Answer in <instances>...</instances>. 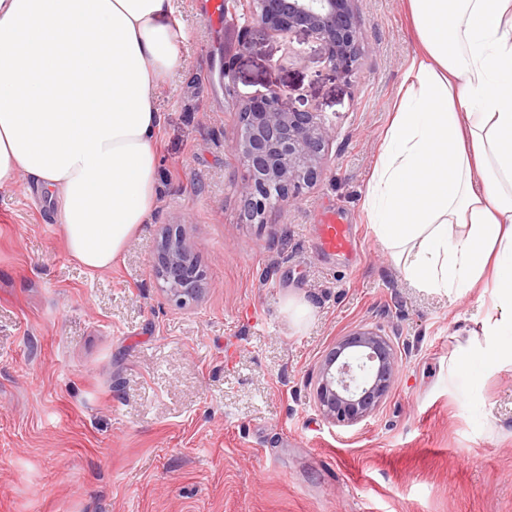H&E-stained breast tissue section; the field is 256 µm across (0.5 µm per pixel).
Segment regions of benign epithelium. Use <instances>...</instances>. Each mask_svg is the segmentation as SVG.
<instances>
[{
  "mask_svg": "<svg viewBox=\"0 0 512 512\" xmlns=\"http://www.w3.org/2000/svg\"><path fill=\"white\" fill-rule=\"evenodd\" d=\"M354 0H224V13L242 10L246 21L278 34L305 30L317 39L335 72L356 69L362 32ZM239 131L232 151L243 169L240 194L245 218L264 223L269 209L298 197L317 182L333 128L320 113L285 108L275 90L257 94L239 107ZM153 272L162 291L179 308L203 295L204 274L186 240L164 229L153 250ZM398 352L389 336L365 328L339 340L320 363L316 399L336 425L367 418L390 391Z\"/></svg>",
  "mask_w": 512,
  "mask_h": 512,
  "instance_id": "7a95c632",
  "label": "benign epithelium"
}]
</instances>
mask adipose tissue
I'll list each match as a JSON object with an SVG mask.
<instances>
[{"label": "adipose tissue", "instance_id": "adipose-tissue-1", "mask_svg": "<svg viewBox=\"0 0 512 512\" xmlns=\"http://www.w3.org/2000/svg\"><path fill=\"white\" fill-rule=\"evenodd\" d=\"M417 51L368 185V220L415 287L489 284L512 327V0H405ZM173 0H0V188L49 196L67 249L111 268L157 206Z\"/></svg>", "mask_w": 512, "mask_h": 512}]
</instances>
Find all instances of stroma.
<instances>
[{
	"mask_svg": "<svg viewBox=\"0 0 512 512\" xmlns=\"http://www.w3.org/2000/svg\"><path fill=\"white\" fill-rule=\"evenodd\" d=\"M211 2L174 0L158 203L112 268L73 259L26 183L0 188V512H512V361H484L493 291L414 287L364 209L416 53L404 0H355L364 41L347 79L309 33L216 25ZM270 89L334 136L318 181L251 224L231 145L239 103ZM328 211L356 251L321 250ZM168 224L206 278L187 309L152 270ZM361 327L393 340L396 381L371 417L338 426L315 403L317 368Z\"/></svg>",
	"mask_w": 512,
	"mask_h": 512,
	"instance_id": "stroma-1",
	"label": "stroma"
}]
</instances>
